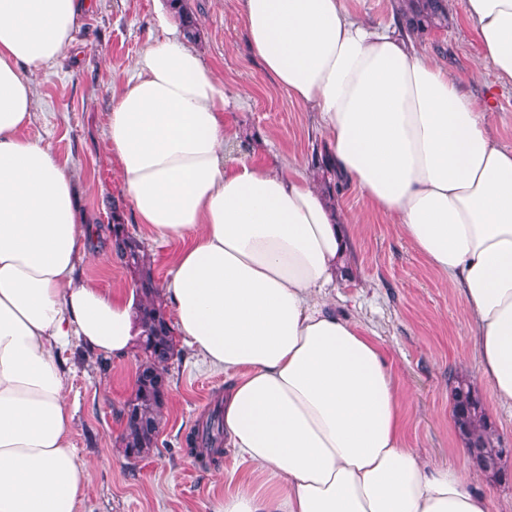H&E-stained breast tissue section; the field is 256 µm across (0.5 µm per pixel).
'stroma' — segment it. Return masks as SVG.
Wrapping results in <instances>:
<instances>
[{
	"label": "stroma",
	"instance_id": "35a3bbf8",
	"mask_svg": "<svg viewBox=\"0 0 512 512\" xmlns=\"http://www.w3.org/2000/svg\"><path fill=\"white\" fill-rule=\"evenodd\" d=\"M199 18L196 48L225 90L241 101L225 120L238 133L235 156L259 160L276 154L311 163L324 151V134L313 113L291 99L266 74L245 40V22L235 0H190ZM160 0H92L72 49L51 68L27 77L35 105L26 132L48 143L77 184L79 204L90 223L107 225L120 212L130 233L145 239L106 138L112 106V76L125 71L151 35ZM418 49L442 57L462 77L463 90L491 100L489 127L512 147V85L500 84L479 62L478 38L466 19V0H450L448 23L413 36ZM347 214L359 216L365 232L353 242L350 280L333 293L338 314L374 336L406 395L410 447L431 466H462L452 420L453 379L474 358L470 324L456 291L446 286L425 257L378 216L366 193L344 184L336 196ZM83 278L103 291L132 285L130 273L110 247L79 265ZM71 370L67 402L73 413L72 443L80 459L93 462L80 512H212L244 474L236 451L225 446L220 464L191 454L186 437L224 392V375L189 347L167 370L170 401L159 448L128 464L118 448L123 422L118 411L131 393L137 357L128 354L102 368L79 344L61 353Z\"/></svg>",
	"mask_w": 512,
	"mask_h": 512
}]
</instances>
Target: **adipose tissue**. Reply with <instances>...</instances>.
Listing matches in <instances>:
<instances>
[{
	"mask_svg": "<svg viewBox=\"0 0 512 512\" xmlns=\"http://www.w3.org/2000/svg\"><path fill=\"white\" fill-rule=\"evenodd\" d=\"M245 38L314 112L337 176L361 188L458 293L468 372L512 410V148L445 60L345 0H237ZM81 0H0V512H78L90 467L71 441L77 342L120 357L133 296L78 272L97 242L65 162L25 135L27 70L71 47ZM481 61L512 85V0H467ZM112 94L106 133L139 223L174 243L163 295L183 341L223 371L224 434L251 480L215 512H496L489 474L428 466L405 435L376 341L336 313L364 223L340 219L299 160L230 157L234 106L160 10Z\"/></svg>",
	"mask_w": 512,
	"mask_h": 512,
	"instance_id": "obj_1",
	"label": "adipose tissue"
}]
</instances>
